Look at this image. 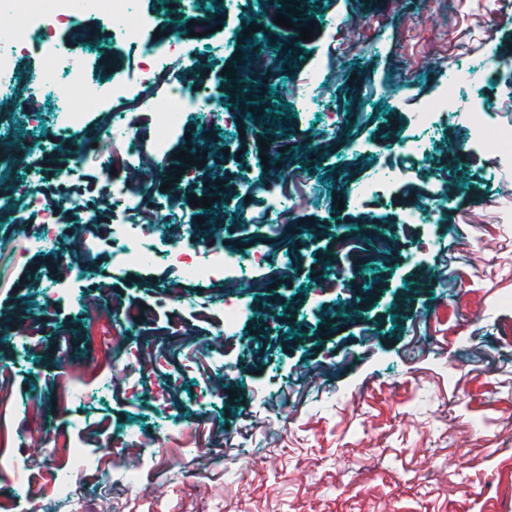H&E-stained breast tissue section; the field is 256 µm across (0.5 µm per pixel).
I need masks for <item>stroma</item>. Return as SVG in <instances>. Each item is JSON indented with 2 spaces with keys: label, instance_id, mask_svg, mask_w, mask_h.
<instances>
[{
  "label": "stroma",
  "instance_id": "1",
  "mask_svg": "<svg viewBox=\"0 0 512 512\" xmlns=\"http://www.w3.org/2000/svg\"><path fill=\"white\" fill-rule=\"evenodd\" d=\"M497 3L235 0L218 24L183 16L195 56L171 82L234 106L186 113L170 151L202 154L200 170L167 189L150 158L126 177L167 204L133 218L155 251L188 245L197 219L225 250L263 253L211 283L161 262L113 267L101 168L72 149L110 128L106 92L113 76L136 79L142 52L94 17L56 29L63 46L101 39L71 95L85 126L59 130L53 96L0 97V512H58L54 476L73 444L97 455L128 430L145 445L118 451L96 486L74 479L95 512H512V217L497 206L512 164L467 127L478 108L512 127V18L497 21ZM309 25L313 40H299ZM462 64L475 79L454 110L415 128ZM229 67L290 87H240ZM387 169L397 179L339 207ZM29 184L82 200L55 232L85 279L60 281L57 255L34 247L44 227L17 195ZM267 184L287 189L290 211L269 212ZM442 189L456 196L445 211ZM202 196L210 207L191 206ZM423 208L434 222L404 229ZM228 299L241 316L226 334ZM274 305L285 321L263 318Z\"/></svg>",
  "mask_w": 512,
  "mask_h": 512
}]
</instances>
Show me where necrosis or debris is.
Masks as SVG:
<instances>
[{"instance_id":"1","label":"necrosis or debris","mask_w":512,"mask_h":512,"mask_svg":"<svg viewBox=\"0 0 512 512\" xmlns=\"http://www.w3.org/2000/svg\"><path fill=\"white\" fill-rule=\"evenodd\" d=\"M134 0H0V15L7 14L15 23L9 37L0 41V96L11 95L16 85L15 57L34 40H41L46 68L29 79L30 92L39 93L65 80L72 90L82 87L84 72L73 55L63 52L53 38L56 27L69 24L82 16L105 21L115 37L139 44L142 48L139 82L128 86L113 79L112 121L130 125L136 112L146 113L149 127L144 136L123 139L120 149H113L111 139L97 140L95 151L103 160L102 169L109 175L105 192L111 201L113 224L111 237L118 245L117 257L129 265L143 264L150 251L129 246L132 226L129 216L144 209L160 208V201L129 185L123 179L125 169L135 166L145 156L165 157L172 139L182 126L186 113L208 108L210 91L202 85L191 90L170 84L175 65L185 63L188 48L183 37H155V22L133 8ZM165 259L174 274L207 282L222 277L224 272L258 261L255 253L229 252L217 242L201 248L174 249Z\"/></svg>"}]
</instances>
